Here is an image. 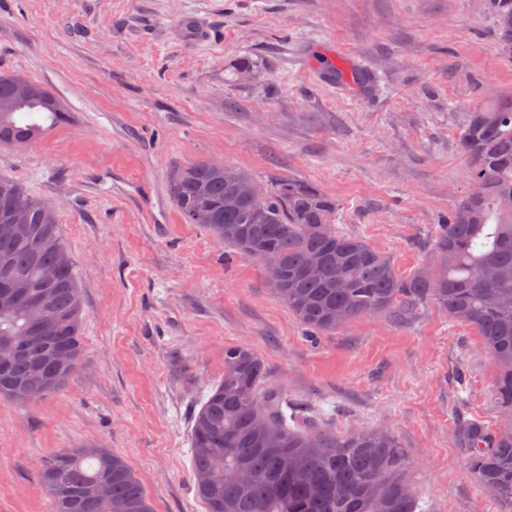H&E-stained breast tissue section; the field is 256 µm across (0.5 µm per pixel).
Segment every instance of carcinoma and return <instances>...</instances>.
<instances>
[{"mask_svg": "<svg viewBox=\"0 0 512 512\" xmlns=\"http://www.w3.org/2000/svg\"><path fill=\"white\" fill-rule=\"evenodd\" d=\"M501 50L512 54V0H487ZM56 123L59 101L22 75H0V144L33 141ZM469 180L444 224L432 231L429 265L401 278L386 255L337 225L336 201L288 178L269 188L245 170L198 162L175 170L171 198L186 222L220 244L278 267L267 279L310 335L365 315L411 317L433 302L473 328L495 361L491 395L504 415L496 428L458 423L457 448L477 486L512 506V95L476 103L458 133ZM82 298L57 208L0 178V397L35 403L75 371ZM266 368L248 346L224 347V377L190 431L196 492L207 512H424L407 456L377 428L339 436L264 387ZM39 479L50 512H154L124 459L102 444L57 452ZM107 486L106 497L99 496Z\"/></svg>", "mask_w": 512, "mask_h": 512, "instance_id": "carcinoma-1", "label": "carcinoma"}]
</instances>
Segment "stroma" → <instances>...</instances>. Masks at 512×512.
<instances>
[{
    "label": "stroma",
    "instance_id": "stroma-1",
    "mask_svg": "<svg viewBox=\"0 0 512 512\" xmlns=\"http://www.w3.org/2000/svg\"><path fill=\"white\" fill-rule=\"evenodd\" d=\"M247 58L253 72L237 74ZM2 72L65 110L39 140L0 146V178L57 206L83 352L57 393L0 398V512H49L44 460L93 441L124 458L154 512H206L191 420L228 344L264 361L270 387L335 410L337 433L388 429L428 512H500L456 444V418L502 419L471 328L429 303L307 336L263 261L186 223L168 193L171 171L200 160L264 186L301 180L414 275L470 188V105L512 91L484 0H0Z\"/></svg>",
    "mask_w": 512,
    "mask_h": 512
}]
</instances>
